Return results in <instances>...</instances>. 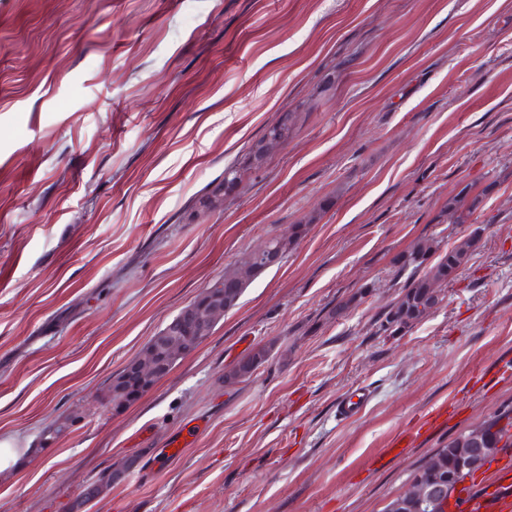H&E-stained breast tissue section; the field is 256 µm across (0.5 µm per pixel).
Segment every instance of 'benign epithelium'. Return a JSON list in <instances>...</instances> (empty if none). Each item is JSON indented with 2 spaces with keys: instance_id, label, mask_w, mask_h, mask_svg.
Wrapping results in <instances>:
<instances>
[{
  "instance_id": "7a95c632",
  "label": "benign epithelium",
  "mask_w": 512,
  "mask_h": 512,
  "mask_svg": "<svg viewBox=\"0 0 512 512\" xmlns=\"http://www.w3.org/2000/svg\"><path fill=\"white\" fill-rule=\"evenodd\" d=\"M253 256L267 267L281 260V254L266 243L256 248ZM225 312L224 291L215 289L203 292L183 308L151 339L148 350L125 366L122 377L114 383L112 410L122 411L151 391L170 373L178 358L196 351ZM492 455L491 448H461L454 468L446 473L422 467L411 478L408 489L388 501L385 512H448L462 484L461 477L482 471Z\"/></svg>"
}]
</instances>
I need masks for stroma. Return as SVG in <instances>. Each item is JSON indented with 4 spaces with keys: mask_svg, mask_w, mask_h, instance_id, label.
Here are the masks:
<instances>
[{
    "mask_svg": "<svg viewBox=\"0 0 512 512\" xmlns=\"http://www.w3.org/2000/svg\"><path fill=\"white\" fill-rule=\"evenodd\" d=\"M286 112L288 140L200 207ZM453 198L477 202L467 223ZM295 224L281 265L114 412L112 376ZM470 236L439 304L383 334L397 257ZM507 360L512 0H0V438L19 452L0 512H383L437 448L512 415V378L477 386ZM265 352L257 351L241 359L232 370L224 375L225 383L231 384L235 381H241L249 378L255 369L262 364ZM453 413L448 414V407L444 406L442 409L437 410L431 416H428L419 427H415L402 433L392 444L391 448H387L388 455L397 458L401 457L407 448H410L422 435L426 434L430 430L437 428L441 425L448 423L452 418ZM414 430V431H413Z\"/></svg>",
    "mask_w": 512,
    "mask_h": 512,
    "instance_id": "1",
    "label": "stroma"
}]
</instances>
